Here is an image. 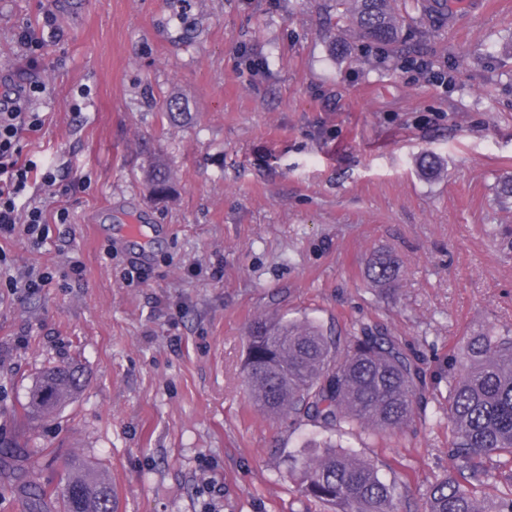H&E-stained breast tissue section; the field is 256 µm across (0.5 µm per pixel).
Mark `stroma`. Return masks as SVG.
<instances>
[{"label": "stroma", "mask_w": 512, "mask_h": 512, "mask_svg": "<svg viewBox=\"0 0 512 512\" xmlns=\"http://www.w3.org/2000/svg\"><path fill=\"white\" fill-rule=\"evenodd\" d=\"M334 0H0V79L44 86L24 158L58 169L32 194L65 207L40 245L0 239V439L33 448L27 483L79 459L119 512H320L289 456L325 439L268 418L243 384L257 317L360 324L398 336L427 372L428 404L402 432L338 436L375 460L411 507L453 466L451 354L512 328V0H462L403 30L398 56L347 37ZM42 34L29 65L19 30ZM424 58L433 66L413 68ZM178 99L177 121L160 100ZM438 155L425 178L419 158ZM160 157L174 194L154 200ZM393 254L396 287L366 276ZM49 272L41 289L7 277ZM82 391L52 422L20 418L48 363Z\"/></svg>", "instance_id": "obj_1"}]
</instances>
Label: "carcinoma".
Returning <instances> with one entry per match:
<instances>
[{
	"label": "carcinoma",
	"mask_w": 512,
	"mask_h": 512,
	"mask_svg": "<svg viewBox=\"0 0 512 512\" xmlns=\"http://www.w3.org/2000/svg\"><path fill=\"white\" fill-rule=\"evenodd\" d=\"M405 3L336 0L333 27L396 56L410 19ZM172 184V174L154 161L150 194L163 200ZM398 274L390 257L372 260L367 269L380 287ZM447 373L454 465L427 485L423 512H512V329L471 336L448 361ZM244 384L262 414L307 419L337 434L404 430L428 403L424 370L397 337L370 324L334 339L307 319L258 317L246 340ZM81 387L76 368L49 366L33 381L22 416L52 420ZM289 462L300 494L333 512H402L398 488L379 477V466L330 439ZM50 504L56 512H117L112 483L75 461L59 483L26 491L25 512H48Z\"/></svg>",
	"instance_id": "obj_1"
}]
</instances>
